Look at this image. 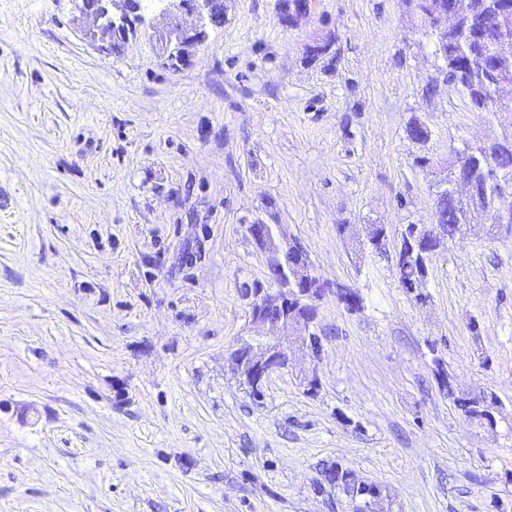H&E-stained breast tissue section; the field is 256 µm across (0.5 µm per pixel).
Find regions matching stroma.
<instances>
[{
    "label": "stroma",
    "instance_id": "obj_1",
    "mask_svg": "<svg viewBox=\"0 0 512 512\" xmlns=\"http://www.w3.org/2000/svg\"><path fill=\"white\" fill-rule=\"evenodd\" d=\"M278 7L224 0L173 69L168 15L112 52L72 0H0V512H345L316 487L332 462L389 491L379 512H512V228L443 240L426 303L396 270L439 167L498 127L401 0H311L292 28ZM259 219L364 309L326 297L319 356L258 405L232 352L273 333L243 295L267 280ZM368 224L382 249L359 248ZM436 355L495 392L496 427L462 416Z\"/></svg>",
    "mask_w": 512,
    "mask_h": 512
}]
</instances>
